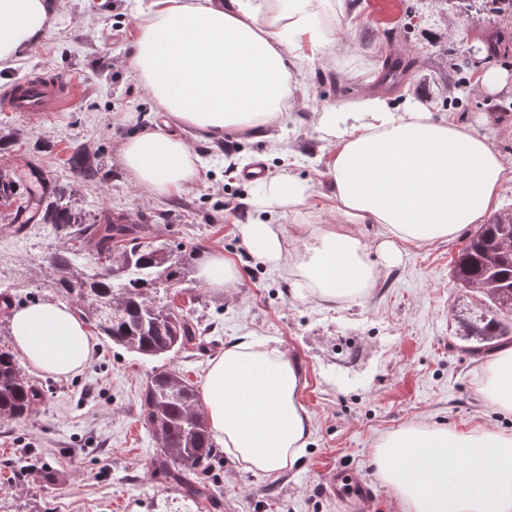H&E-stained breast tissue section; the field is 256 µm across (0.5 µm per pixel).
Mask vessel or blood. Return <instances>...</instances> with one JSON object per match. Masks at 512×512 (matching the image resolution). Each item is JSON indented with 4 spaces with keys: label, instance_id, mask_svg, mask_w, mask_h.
Segmentation results:
<instances>
[{
    "label": "vessel or blood",
    "instance_id": "vessel-or-blood-1",
    "mask_svg": "<svg viewBox=\"0 0 512 512\" xmlns=\"http://www.w3.org/2000/svg\"><path fill=\"white\" fill-rule=\"evenodd\" d=\"M76 100L72 80L44 72L16 82L12 88L0 95V110L39 115L45 112H61Z\"/></svg>",
    "mask_w": 512,
    "mask_h": 512
}]
</instances>
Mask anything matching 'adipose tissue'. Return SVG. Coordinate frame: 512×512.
Returning <instances> with one entry per match:
<instances>
[{
	"label": "adipose tissue",
	"mask_w": 512,
	"mask_h": 512,
	"mask_svg": "<svg viewBox=\"0 0 512 512\" xmlns=\"http://www.w3.org/2000/svg\"><path fill=\"white\" fill-rule=\"evenodd\" d=\"M340 0H149L138 21L130 67L173 121L125 140L123 168L134 186L162 196L197 178V158L178 127L220 140L288 121L291 91L336 45ZM54 0H0V70L16 66L52 30L68 24ZM326 157L325 193L288 172L257 180L252 205L327 215L301 248L286 249L272 224H244L246 246L283 268L294 298L319 304L363 299L380 275L370 259L394 245L453 239L499 203L506 166L473 127L408 104L364 96L318 112ZM379 228L367 241L365 225ZM11 340L33 369L77 372L93 343L68 305L38 301L16 309ZM483 394L512 412V348L487 365ZM298 377L284 352L247 333L215 358L202 386L210 429L247 469L271 475L293 466L310 422L297 401ZM374 461L405 512H512V434L494 428L409 424L383 436Z\"/></svg>",
	"instance_id": "obj_1"
}]
</instances>
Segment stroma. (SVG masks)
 <instances>
[{
  "instance_id": "stroma-1",
  "label": "stroma",
  "mask_w": 512,
  "mask_h": 512,
  "mask_svg": "<svg viewBox=\"0 0 512 512\" xmlns=\"http://www.w3.org/2000/svg\"><path fill=\"white\" fill-rule=\"evenodd\" d=\"M148 2L55 0L71 27L50 32L8 76L0 75V93L45 68L77 81L78 98L69 110L46 118L0 112V128L20 135L12 153H0V167L31 164L44 178L66 183L71 148L84 143L100 149L111 176L82 188V207L133 218L168 211L158 239L184 254L180 286L196 297L188 313L205 330L204 348L150 359L100 336L72 377L24 367L42 398L23 418L0 420V512H352L348 499L323 483L336 468L351 469L371 485L369 512H403L373 463L382 436L412 423L512 434V413L500 412L482 393L485 360L466 352L459 337V313L479 309L483 298L456 282L453 267L479 227L403 249L360 301L303 302L292 297L280 270L250 253L239 227L279 225L293 248L301 245L310 219L251 206L253 185L239 180L240 163L260 154L267 172L287 169L325 190L316 171V112L370 91L399 105L410 97L436 117L465 121L486 137L506 164L499 211L512 213V87L497 94L472 89L479 61L512 75V16L464 13L449 0H343L336 46L310 70L311 95L297 121L282 130V153L264 155L260 142L238 133L209 141L186 129L182 135L199 158L197 180L179 192L151 196L129 181L118 156L122 141L159 120L128 65L135 25ZM398 54L412 63L401 81L386 72L374 77L366 66ZM63 245L51 225L31 224L19 235L0 223V290L18 306L61 300L47 259ZM212 252L237 266L235 288L216 293L199 279V263ZM245 333L279 341L299 377L298 400L311 435L296 464L276 475L247 470L221 454L205 477L212 498L200 509L156 475L157 448L142 394L157 367L201 387L211 360Z\"/></svg>"
}]
</instances>
